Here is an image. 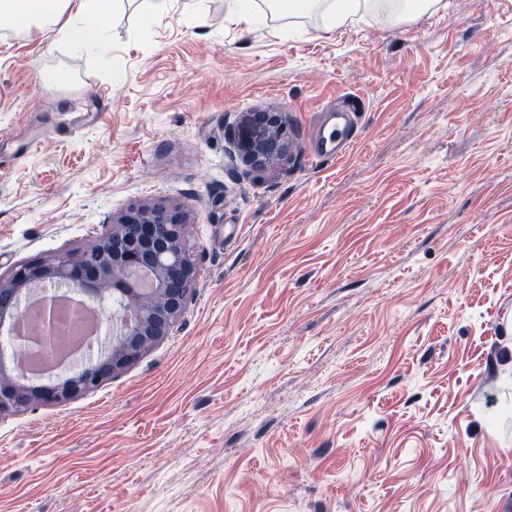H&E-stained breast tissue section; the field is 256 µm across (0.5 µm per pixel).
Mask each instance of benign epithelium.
<instances>
[{"instance_id": "7a95c632", "label": "benign epithelium", "mask_w": 512, "mask_h": 512, "mask_svg": "<svg viewBox=\"0 0 512 512\" xmlns=\"http://www.w3.org/2000/svg\"><path fill=\"white\" fill-rule=\"evenodd\" d=\"M258 135L243 144L249 163L266 166L290 150L288 130L273 112H255ZM187 213L164 203L131 208L118 223L79 253L59 251L14 264L0 274V336L4 325L15 333L23 315L22 297L42 293V347L55 345L59 320L54 293L83 295L113 319L117 309L131 312L108 342H97L102 359L94 366L59 372L37 383L0 368V416L37 405L85 396L137 362L157 343L178 331L195 279L196 268L185 244Z\"/></svg>"}]
</instances>
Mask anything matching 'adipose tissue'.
I'll use <instances>...</instances> for the list:
<instances>
[{"mask_svg": "<svg viewBox=\"0 0 512 512\" xmlns=\"http://www.w3.org/2000/svg\"><path fill=\"white\" fill-rule=\"evenodd\" d=\"M408 0H308V9L319 12L328 28L346 23L359 12H377L389 5L390 18L404 21L439 9L441 0H420L410 10ZM113 0H0V16H9L23 30H58L62 39L79 49H100L105 44L102 19L110 15Z\"/></svg>", "mask_w": 512, "mask_h": 512, "instance_id": "1", "label": "adipose tissue"}]
</instances>
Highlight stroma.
<instances>
[{
  "instance_id": "stroma-1",
  "label": "stroma",
  "mask_w": 512,
  "mask_h": 512,
  "mask_svg": "<svg viewBox=\"0 0 512 512\" xmlns=\"http://www.w3.org/2000/svg\"><path fill=\"white\" fill-rule=\"evenodd\" d=\"M152 2L118 0L101 53L0 22V268L158 201L197 266L178 332L0 417V512H501L512 0L334 29ZM329 103L360 119L338 162L302 148ZM255 112L293 139L271 167L238 147Z\"/></svg>"
}]
</instances>
